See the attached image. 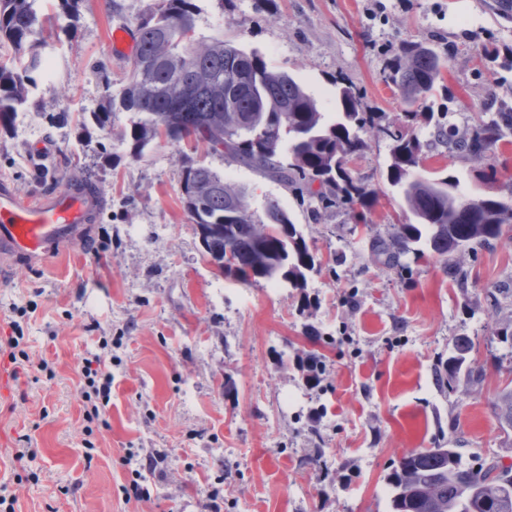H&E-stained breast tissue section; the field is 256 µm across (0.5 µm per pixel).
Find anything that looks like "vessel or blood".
<instances>
[{
    "label": "vessel or blood",
    "mask_w": 512,
    "mask_h": 512,
    "mask_svg": "<svg viewBox=\"0 0 512 512\" xmlns=\"http://www.w3.org/2000/svg\"><path fill=\"white\" fill-rule=\"evenodd\" d=\"M101 192L74 184L23 196L9 181H0V262H43L79 238L100 209Z\"/></svg>",
    "instance_id": "vessel-or-blood-1"
}]
</instances>
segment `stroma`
I'll return each mask as SVG.
<instances>
[{"label": "stroma", "instance_id": "35a3bbf8", "mask_svg": "<svg viewBox=\"0 0 512 512\" xmlns=\"http://www.w3.org/2000/svg\"><path fill=\"white\" fill-rule=\"evenodd\" d=\"M157 0H81L78 33L50 42L53 71L34 103L0 135V179L32 196L71 175L95 182L104 211L82 239L39 264L0 270V336L19 320L31 361L15 371L0 357V484L15 512H388L386 477L415 448L466 441L467 452L503 451L512 441L488 401L512 379V354L494 337L497 316L485 293L512 289V240L468 253L460 287L433 256L403 273L369 260V231L396 223L403 201L380 196L356 227L348 209L315 224L294 192L217 155L205 164L245 188L251 210L267 199L288 210L321 262L303 307L284 283L243 285L218 276L202 255L180 202L181 166L160 143L132 159L120 134L132 115H112V133H82V114L105 91L119 93L134 58L113 55V30L133 29ZM499 0H196L198 35L233 39L273 69L292 74L334 112L333 79L351 80L380 123L403 111L379 73L403 40H438L458 51L436 110L449 122L512 105V68L484 47L512 45V12ZM497 98L489 100L488 84ZM54 155L33 161L37 143ZM496 179L472 162L430 157L427 172L458 175L465 193L494 195L512 185V135L489 160ZM318 337H309L310 329ZM470 337L485 363L479 382L441 391L436 367L457 337ZM112 350L106 424L85 421L80 362ZM317 355L321 384L305 387L298 364ZM47 359L51 372L38 368ZM35 454L26 468L12 454L20 434ZM322 456L329 470L310 469ZM151 467L134 470L133 459ZM143 498L127 499L131 481ZM69 494H62V487Z\"/></svg>", "mask_w": 512, "mask_h": 512}]
</instances>
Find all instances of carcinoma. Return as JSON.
<instances>
[{"instance_id": "cac0c4a2", "label": "carcinoma", "mask_w": 512, "mask_h": 512, "mask_svg": "<svg viewBox=\"0 0 512 512\" xmlns=\"http://www.w3.org/2000/svg\"><path fill=\"white\" fill-rule=\"evenodd\" d=\"M79 2L59 0L60 13L69 20L63 31L73 36ZM196 13L194 0H158L138 18L133 69L120 94H105L100 111L83 117L80 127L108 134L112 112L119 109L134 114L122 133L132 159L161 140L173 149L181 164L184 210L193 225H207L204 256L220 275L245 284L286 281L307 303L308 279L320 271V262L278 200H267L256 214L246 192L187 153L185 143L297 190L318 224L339 206L366 217L379 192L350 164L369 147L364 135L387 141L386 181L401 194L405 216L385 234H373L369 249L373 263L390 271L407 268L403 258L410 254L419 258L428 251L447 258L503 237L504 226L512 224V189L506 198L467 196L454 174L434 179L421 174L425 155L436 153L463 156L490 179L489 153L512 134V106L461 129L435 116L430 98L443 85L451 53L416 39L399 46L382 81L407 109L385 125L366 110L352 83L334 79L336 120L330 122L299 81L270 69L258 54L221 37L185 41L187 33H196ZM57 22L56 16L40 14L38 0H0V49H8V58L0 61L1 134L10 131L19 109L33 104L32 73L45 67L43 49ZM421 127L430 129L425 141L417 132ZM495 338L512 348L511 317L498 321ZM300 371L312 389L321 383L325 365L314 356ZM483 372L468 337L456 339L454 354L436 368L440 386L450 393L460 375ZM490 406L500 425L512 429V385L499 390ZM412 483L419 495L409 501L395 497ZM386 485L389 512H512L507 495L512 464L500 453L486 456L475 470L459 448L452 458L438 448H417L400 459Z\"/></svg>"}]
</instances>
